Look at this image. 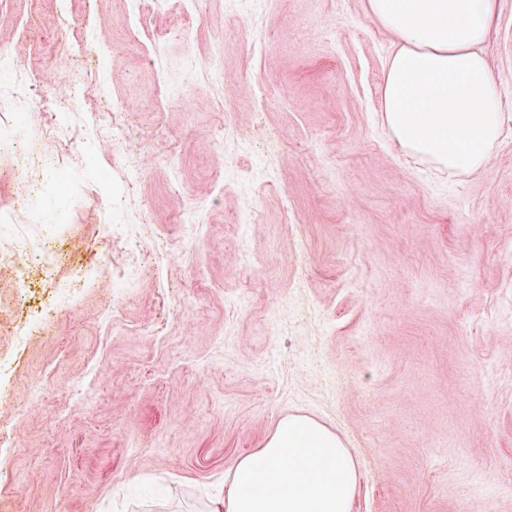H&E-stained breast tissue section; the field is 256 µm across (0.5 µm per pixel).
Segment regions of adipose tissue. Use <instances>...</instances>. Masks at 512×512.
I'll return each instance as SVG.
<instances>
[{
    "instance_id": "1",
    "label": "adipose tissue",
    "mask_w": 512,
    "mask_h": 512,
    "mask_svg": "<svg viewBox=\"0 0 512 512\" xmlns=\"http://www.w3.org/2000/svg\"><path fill=\"white\" fill-rule=\"evenodd\" d=\"M393 38L382 118L406 155L457 175L484 168L502 133L501 98L483 47L497 0H368ZM356 460L343 440L304 417L282 420L240 456L205 512H353Z\"/></svg>"
}]
</instances>
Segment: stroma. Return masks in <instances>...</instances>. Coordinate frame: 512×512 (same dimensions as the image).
Wrapping results in <instances>:
<instances>
[{"mask_svg":"<svg viewBox=\"0 0 512 512\" xmlns=\"http://www.w3.org/2000/svg\"><path fill=\"white\" fill-rule=\"evenodd\" d=\"M68 2L118 48L86 103L105 90L162 109L126 116L147 157L121 211L122 163L89 113H60L73 143L31 139L73 175L18 234L61 231L83 260L109 256L116 284L17 349L21 291L0 281V423L16 449L0 457V512H203L291 415L351 449L354 512H512V0L485 47L505 136L469 176L383 131L391 37L368 0H250L240 17L228 0H148L144 47L129 0ZM30 14L59 31L58 0H0V44L45 71L49 98L58 76L47 43L23 38ZM219 34L214 84L201 70ZM229 164L248 173L228 192ZM193 206L194 227L180 221ZM129 234L144 270L128 285Z\"/></svg>","mask_w":512,"mask_h":512,"instance_id":"obj_1","label":"stroma"}]
</instances>
